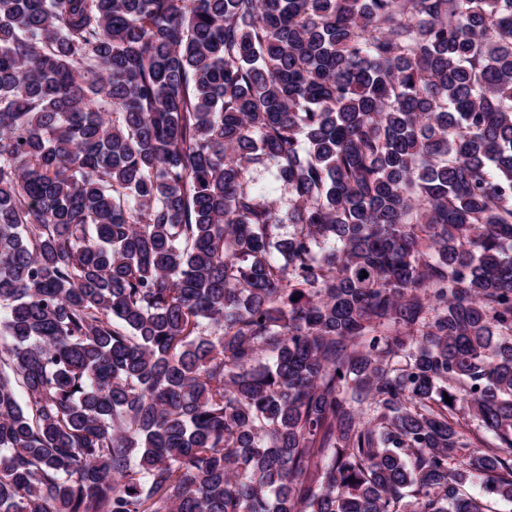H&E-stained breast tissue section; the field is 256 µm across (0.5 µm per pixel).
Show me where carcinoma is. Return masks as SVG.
Segmentation results:
<instances>
[{
    "label": "carcinoma",
    "instance_id": "obj_1",
    "mask_svg": "<svg viewBox=\"0 0 512 512\" xmlns=\"http://www.w3.org/2000/svg\"><path fill=\"white\" fill-rule=\"evenodd\" d=\"M476 480L512 501V0H0V512ZM252 179L255 186L263 191L267 199L275 202L283 213L288 211V192L278 180L275 165L267 164L254 169Z\"/></svg>",
    "mask_w": 512,
    "mask_h": 512
}]
</instances>
